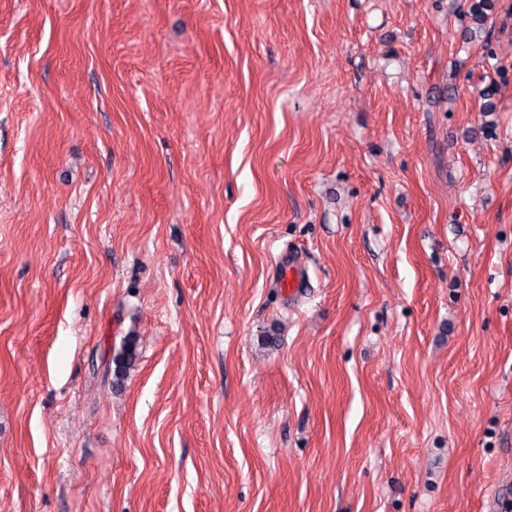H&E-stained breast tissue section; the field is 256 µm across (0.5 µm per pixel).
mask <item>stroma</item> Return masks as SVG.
<instances>
[{
  "label": "stroma",
  "instance_id": "35a3bbf8",
  "mask_svg": "<svg viewBox=\"0 0 512 512\" xmlns=\"http://www.w3.org/2000/svg\"><path fill=\"white\" fill-rule=\"evenodd\" d=\"M472 2L0 0V512H487L512 0ZM137 357L136 337L128 336L124 340L120 352L113 358V363L115 364L113 375L117 384L120 383L134 367Z\"/></svg>",
  "mask_w": 512,
  "mask_h": 512
}]
</instances>
